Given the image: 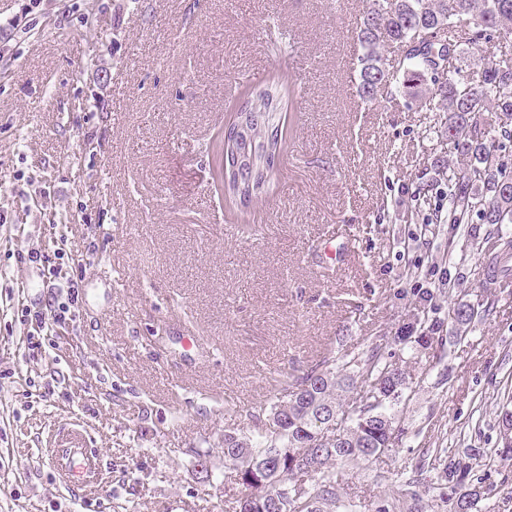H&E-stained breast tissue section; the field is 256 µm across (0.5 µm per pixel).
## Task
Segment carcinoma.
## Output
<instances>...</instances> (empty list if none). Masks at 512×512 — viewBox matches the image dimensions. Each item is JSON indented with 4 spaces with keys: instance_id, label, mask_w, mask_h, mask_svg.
I'll return each instance as SVG.
<instances>
[{
    "instance_id": "cac0c4a2",
    "label": "carcinoma",
    "mask_w": 512,
    "mask_h": 512,
    "mask_svg": "<svg viewBox=\"0 0 512 512\" xmlns=\"http://www.w3.org/2000/svg\"><path fill=\"white\" fill-rule=\"evenodd\" d=\"M420 37V48L401 53V47ZM512 40V0H370L354 32L358 95L371 102L399 89L419 102V110L448 113L439 135L455 142L460 163L438 165L448 208H434L446 224H468L476 218L496 227L512 224V165L502 159L512 142V58L491 61L476 74L473 90L464 91L459 79L439 81L433 58L447 53H474L493 38ZM290 90L275 82L258 84L245 106L283 101ZM258 147L277 149L280 134L268 139L259 126L245 131ZM232 137L218 141L216 163L224 180V199L230 206L242 200L236 177L224 167ZM424 325L411 323L385 341L376 336L358 352L344 348V338L312 366L288 377L284 386L250 417L261 428L224 434V468L243 471L251 493L230 502V512H270L283 498L281 512H323L336 505L337 466L369 461L390 451L399 429L393 406L406 380L393 358L406 351L429 349L434 342L453 343L458 331L490 312V304L450 306L434 317L433 294L419 297ZM352 393L343 400L345 393ZM281 432L269 434V426ZM472 466L453 456L445 465L446 490L440 500L453 512H471L481 497L482 477L467 485ZM413 483L390 498H381L374 512H414L407 502L417 497Z\"/></svg>"
}]
</instances>
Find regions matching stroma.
Returning a JSON list of instances; mask_svg holds the SVG:
<instances>
[{
	"mask_svg": "<svg viewBox=\"0 0 512 512\" xmlns=\"http://www.w3.org/2000/svg\"><path fill=\"white\" fill-rule=\"evenodd\" d=\"M368 6L0 0V512H225L244 492L225 432L336 337L413 321L421 289L455 306L484 289L492 310L405 353L404 433L341 466L338 501L368 512L416 468L425 512H449L436 449L501 447L512 274L484 282L490 225L454 235L412 202L448 115L359 98L348 33ZM272 81L291 89L276 187L227 209L212 146ZM60 248L85 268L75 318L34 349L23 314L53 290L28 257ZM75 432L100 468L70 490L56 453ZM473 472L477 512H512V461Z\"/></svg>",
	"mask_w": 512,
	"mask_h": 512,
	"instance_id": "1",
	"label": "stroma"
}]
</instances>
